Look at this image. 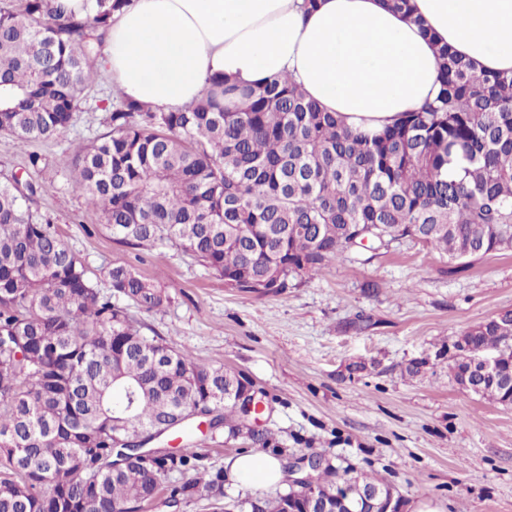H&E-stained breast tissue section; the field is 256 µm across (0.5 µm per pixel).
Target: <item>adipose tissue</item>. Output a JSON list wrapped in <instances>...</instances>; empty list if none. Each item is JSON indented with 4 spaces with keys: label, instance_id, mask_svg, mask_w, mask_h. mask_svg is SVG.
<instances>
[{
    "label": "adipose tissue",
    "instance_id": "adipose-tissue-1",
    "mask_svg": "<svg viewBox=\"0 0 512 512\" xmlns=\"http://www.w3.org/2000/svg\"><path fill=\"white\" fill-rule=\"evenodd\" d=\"M410 5L406 15L383 0H130L113 17L102 69L127 99L172 112L199 99L212 76L245 88L287 73L368 133L437 94V45L477 69L512 71V0ZM229 470L257 486L284 478L270 454L238 456Z\"/></svg>",
    "mask_w": 512,
    "mask_h": 512
}]
</instances>
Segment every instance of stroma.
Here are the masks:
<instances>
[{
	"label": "stroma",
	"mask_w": 512,
	"mask_h": 512,
	"mask_svg": "<svg viewBox=\"0 0 512 512\" xmlns=\"http://www.w3.org/2000/svg\"><path fill=\"white\" fill-rule=\"evenodd\" d=\"M112 94L108 78L92 83L73 126L54 139L0 136V172L40 185L39 214L94 279L123 263L165 291L162 310L128 304L144 332L249 378L268 405L261 427L295 454L355 465L411 508L512 512V407L460 390L448 371L456 336L512 310V252L451 262L407 237L345 252L281 296L225 287L181 249L123 246L86 213L70 146L109 132L102 101ZM31 152L51 168L29 171ZM415 361L422 372L408 376ZM355 363L364 371L351 372Z\"/></svg>",
	"instance_id": "stroma-1"
}]
</instances>
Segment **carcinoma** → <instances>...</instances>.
I'll return each instance as SVG.
<instances>
[{"mask_svg": "<svg viewBox=\"0 0 512 512\" xmlns=\"http://www.w3.org/2000/svg\"><path fill=\"white\" fill-rule=\"evenodd\" d=\"M128 3L92 0L80 19L61 0L0 8V135L24 143L73 125ZM437 53L436 97L374 134L287 75L253 88L214 77L181 112L115 96L104 106L112 132L72 149L77 187L116 241L179 247L257 295L317 274L353 249L358 228L380 245L416 238L450 261L512 251V74L478 71L446 44ZM38 190L15 174L0 182V512H142L161 496L214 512L303 502L289 485L226 499L224 470L193 442L202 415L242 435L224 399L234 372L145 335L112 296L148 312L169 297L125 265L102 292L32 211ZM463 335L512 372V310ZM174 435L183 446L171 453ZM173 475L185 480L167 484Z\"/></svg>", "mask_w": 512, "mask_h": 512, "instance_id": "carcinoma-1", "label": "carcinoma"}]
</instances>
